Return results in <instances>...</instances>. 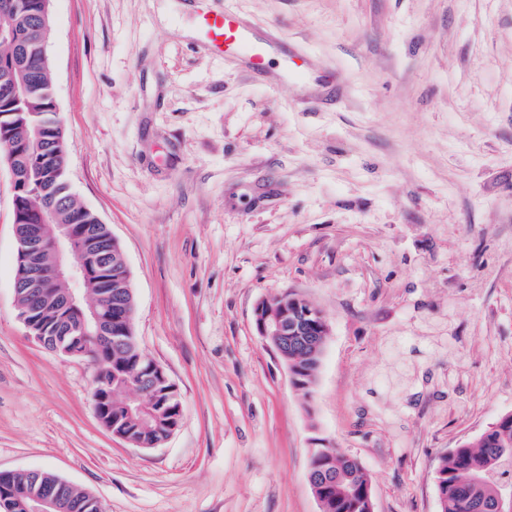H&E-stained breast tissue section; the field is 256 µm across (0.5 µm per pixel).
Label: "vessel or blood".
Segmentation results:
<instances>
[{
    "mask_svg": "<svg viewBox=\"0 0 512 512\" xmlns=\"http://www.w3.org/2000/svg\"><path fill=\"white\" fill-rule=\"evenodd\" d=\"M194 0V16L203 46L212 54L237 62L243 71H264L280 39L276 32L257 35L231 0Z\"/></svg>",
    "mask_w": 512,
    "mask_h": 512,
    "instance_id": "obj_1",
    "label": "vessel or blood"
}]
</instances>
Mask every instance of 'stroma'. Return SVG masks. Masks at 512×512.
Segmentation results:
<instances>
[{
  "instance_id": "obj_1",
  "label": "stroma",
  "mask_w": 512,
  "mask_h": 512,
  "mask_svg": "<svg viewBox=\"0 0 512 512\" xmlns=\"http://www.w3.org/2000/svg\"><path fill=\"white\" fill-rule=\"evenodd\" d=\"M234 5L336 85L211 55L190 0H52L70 183L183 412L133 446L99 423L89 361L28 336L0 162V470H51L106 512H320L317 443L358 460L373 512H438L439 457L512 413V0ZM277 291L327 320L307 394L255 328Z\"/></svg>"
}]
</instances>
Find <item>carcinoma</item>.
<instances>
[{
    "mask_svg": "<svg viewBox=\"0 0 512 512\" xmlns=\"http://www.w3.org/2000/svg\"><path fill=\"white\" fill-rule=\"evenodd\" d=\"M41 0H0V92L24 79L23 93L8 100L0 97V158L6 153L18 157L19 191L17 205L28 222H47L42 230L43 249L37 257L42 267L53 262L52 234L59 224H77L100 238L108 228L97 215L80 202L68 176V150L53 147L57 140H66L65 129L53 122V83L50 64L36 52L19 58L3 46L13 40L29 47L49 41L51 30L37 23ZM100 280L112 289V315H117L124 303L134 299L124 277V264L118 250L110 251ZM64 284L44 288H22L17 293V305L30 313L33 333L53 335L57 324L67 319L58 297ZM323 337L296 336L279 353L291 374L295 386L309 394L319 369ZM82 357L101 364L99 385L112 394V428L135 442L152 441L167 429L179 424L178 408L151 403L153 416L144 422L135 412L128 383L137 379L139 371L150 364L141 351L136 336L112 343L104 357L97 354L93 338L86 337L79 347ZM317 478L316 495L321 512H369L367 494L370 484L359 463L339 448L318 458L310 457ZM37 483L71 512H93L86 506V492L63 483L48 469L37 474L1 472L0 493ZM512 488V414L498 418L477 439L466 442L441 457L436 467V489L439 512H488L498 492Z\"/></svg>",
    "mask_w": 512,
    "mask_h": 512,
    "instance_id": "1",
    "label": "carcinoma"
}]
</instances>
